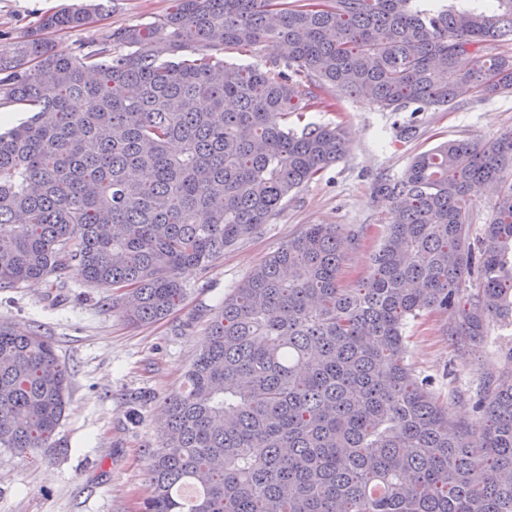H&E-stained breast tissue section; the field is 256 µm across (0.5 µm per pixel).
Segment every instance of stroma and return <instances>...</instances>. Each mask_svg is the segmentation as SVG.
Segmentation results:
<instances>
[{"instance_id": "stroma-1", "label": "stroma", "mask_w": 512, "mask_h": 512, "mask_svg": "<svg viewBox=\"0 0 512 512\" xmlns=\"http://www.w3.org/2000/svg\"><path fill=\"white\" fill-rule=\"evenodd\" d=\"M86 0H0V34L11 39L44 13ZM172 0H106L90 25L46 33L49 46L70 50L109 28L154 21ZM332 109L290 118L304 124L344 126L346 156L305 184L278 216L243 238L207 269L180 273L185 288L166 318L131 325L121 309L105 310L107 288L88 285L77 271L64 278L0 290V322L38 330L65 365L70 399L55 445L26 454L0 449V512H142L150 491L149 452L161 442L163 402L183 385L184 375L208 341L207 327L225 295L309 224L337 225L347 245L343 284L365 277L382 244L391 204L381 183L400 177L412 158L445 140L484 144L512 130V96L461 97L457 108L390 112L359 97L338 95ZM415 125L416 135L399 131ZM408 362L432 377L434 392L450 417L473 420L471 397L488 376L512 366V330L492 327L488 343L459 356L448 334V316L434 311L410 320L404 330Z\"/></svg>"}]
</instances>
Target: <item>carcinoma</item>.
I'll list each match as a JSON object with an SVG mask.
<instances>
[{
    "label": "carcinoma",
    "instance_id": "cac0c4a2",
    "mask_svg": "<svg viewBox=\"0 0 512 512\" xmlns=\"http://www.w3.org/2000/svg\"><path fill=\"white\" fill-rule=\"evenodd\" d=\"M92 12L45 13L0 44V109L32 113L0 133V290L76 264L129 289L135 324L346 154L339 126L288 127L328 107L302 101V77L392 112L512 94V0H173L76 54L43 41ZM263 42L286 48L269 68L216 56ZM478 188L495 202L475 233ZM378 193L391 224L365 278L342 286L336 226L310 224L224 297L164 403L145 512H512V374L454 421L402 334L446 312L464 356L512 327V131L442 142ZM68 391L50 342L0 323V448L54 447Z\"/></svg>",
    "mask_w": 512,
    "mask_h": 512
}]
</instances>
